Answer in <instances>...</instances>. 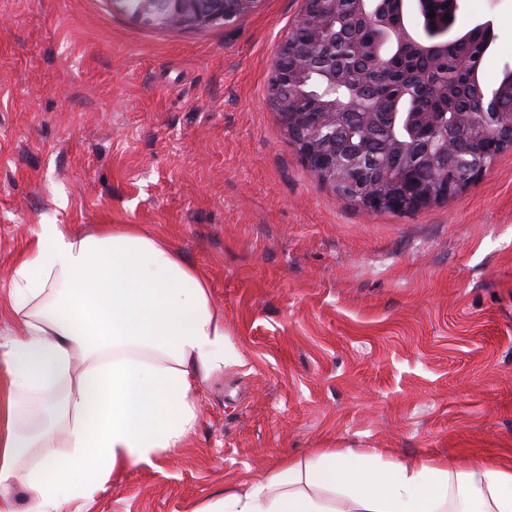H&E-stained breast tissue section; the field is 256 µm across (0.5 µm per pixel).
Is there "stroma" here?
<instances>
[{
    "label": "stroma",
    "instance_id": "obj_1",
    "mask_svg": "<svg viewBox=\"0 0 512 512\" xmlns=\"http://www.w3.org/2000/svg\"><path fill=\"white\" fill-rule=\"evenodd\" d=\"M302 0L236 22L145 25L112 0H0V299L36 225L136 224L208 283L236 364L157 467L80 512H198L318 448L411 461L512 451V148L417 210L338 200L268 100ZM512 65V0H460Z\"/></svg>",
    "mask_w": 512,
    "mask_h": 512
}]
</instances>
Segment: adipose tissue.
<instances>
[{
	"mask_svg": "<svg viewBox=\"0 0 512 512\" xmlns=\"http://www.w3.org/2000/svg\"><path fill=\"white\" fill-rule=\"evenodd\" d=\"M8 298L0 512H73L114 471L154 465L193 432L199 383L239 358L193 266L134 224L37 225ZM31 448L48 454L23 466ZM199 512H512V458L321 448Z\"/></svg>",
	"mask_w": 512,
	"mask_h": 512,
	"instance_id": "ef3b65f1",
	"label": "adipose tissue"
}]
</instances>
